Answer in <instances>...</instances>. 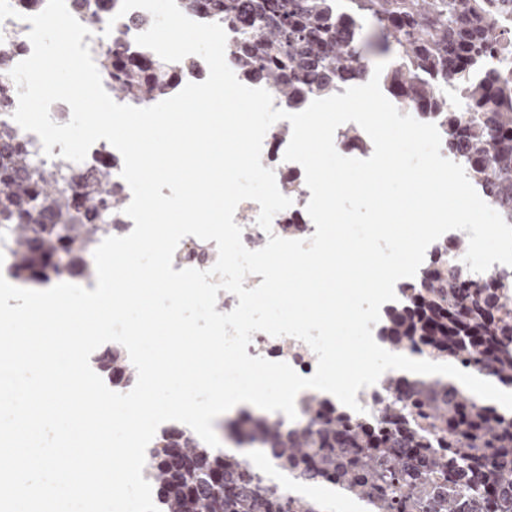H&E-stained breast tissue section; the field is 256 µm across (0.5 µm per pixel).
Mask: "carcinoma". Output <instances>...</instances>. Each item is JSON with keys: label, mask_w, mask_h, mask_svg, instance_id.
Segmentation results:
<instances>
[{"label": "carcinoma", "mask_w": 512, "mask_h": 512, "mask_svg": "<svg viewBox=\"0 0 512 512\" xmlns=\"http://www.w3.org/2000/svg\"><path fill=\"white\" fill-rule=\"evenodd\" d=\"M80 14L102 20L112 0H76ZM182 0L184 10L216 17L243 31L233 52L239 71L300 109L311 96L336 93L369 71L366 52L392 56L380 80L396 104L438 122L448 152L465 150L471 176L487 184L512 222V76L480 83L471 71L499 51L512 55L505 16L512 0ZM112 93L144 106L174 93L186 62H165L134 46L128 31L111 32L101 51ZM8 54L0 52V113L14 106ZM456 80L461 108L448 111L436 85ZM121 194L110 162L85 176L50 171L18 131L0 123V244L18 275L43 282L65 268L91 278L90 258L103 237L123 231ZM504 285L476 278L440 253L404 301L386 313L380 335L392 348L411 347L456 364L488 365L512 387V314L502 313ZM116 388L136 382L115 345L91 359ZM399 396L376 420L358 421L313 401L307 425L290 428L245 415L239 435L266 448L276 465L310 485L363 504L366 512H512V412L484 403L442 379L387 380ZM146 478L159 512H332L320 499L267 482L238 455L217 453L194 433L165 428L149 450Z\"/></svg>", "instance_id": "1"}]
</instances>
